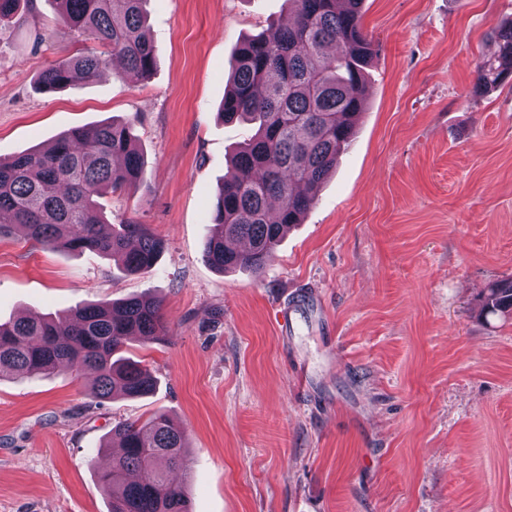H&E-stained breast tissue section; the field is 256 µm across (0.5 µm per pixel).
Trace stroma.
Here are the masks:
<instances>
[{"label":"stroma","instance_id":"stroma-1","mask_svg":"<svg viewBox=\"0 0 512 512\" xmlns=\"http://www.w3.org/2000/svg\"><path fill=\"white\" fill-rule=\"evenodd\" d=\"M156 65L65 90L38 76L83 48L55 0L0 27V159L78 128L131 122L144 181L99 200L106 222L165 241L138 275L94 251L0 234V321L149 295L163 340L126 357L143 398L90 394L91 372L0 379V512H111L98 476L122 422L184 428L190 512H512V314L478 296L512 278V84L473 93L512 0H363L378 45L364 109L333 175L261 272L221 273L204 244L234 150L224 122L247 37L284 0H147ZM48 33L35 44V31ZM288 312V333L277 315Z\"/></svg>","mask_w":512,"mask_h":512}]
</instances>
